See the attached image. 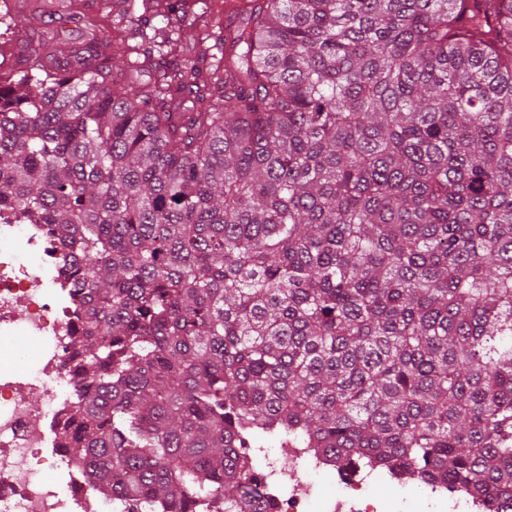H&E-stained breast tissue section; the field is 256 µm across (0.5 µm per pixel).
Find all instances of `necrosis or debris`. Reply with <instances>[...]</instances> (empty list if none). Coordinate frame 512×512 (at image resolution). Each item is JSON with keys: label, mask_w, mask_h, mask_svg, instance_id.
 <instances>
[{"label": "necrosis or debris", "mask_w": 512, "mask_h": 512, "mask_svg": "<svg viewBox=\"0 0 512 512\" xmlns=\"http://www.w3.org/2000/svg\"><path fill=\"white\" fill-rule=\"evenodd\" d=\"M68 264L46 225L0 206V334L31 338L40 348L33 360L21 350L0 356V512H158L90 495L83 465L61 449L58 433L84 390L75 370L82 345ZM26 388L39 391L40 406L23 396ZM279 451L289 464L265 478L268 512H394L392 495L373 492L369 472L337 474L316 449L287 441ZM331 476L338 491L322 495L318 481Z\"/></svg>", "instance_id": "1"}]
</instances>
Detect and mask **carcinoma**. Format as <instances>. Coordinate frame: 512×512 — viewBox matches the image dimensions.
<instances>
[{
    "instance_id": "carcinoma-1",
    "label": "carcinoma",
    "mask_w": 512,
    "mask_h": 512,
    "mask_svg": "<svg viewBox=\"0 0 512 512\" xmlns=\"http://www.w3.org/2000/svg\"><path fill=\"white\" fill-rule=\"evenodd\" d=\"M73 20L0 81V204L84 292L91 488L259 512L260 430L512 510V0H247L209 80Z\"/></svg>"
}]
</instances>
